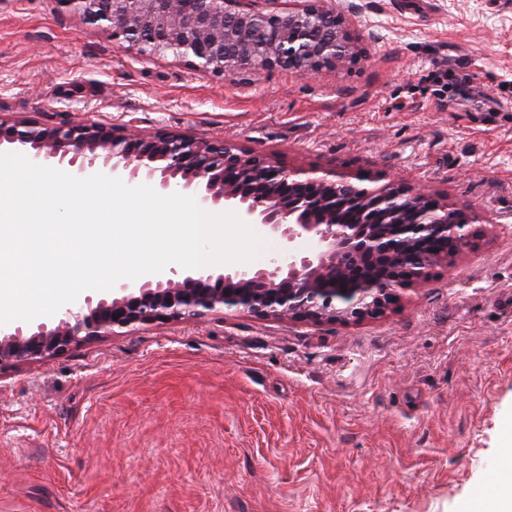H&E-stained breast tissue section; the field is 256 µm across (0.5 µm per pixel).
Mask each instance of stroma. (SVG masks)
Wrapping results in <instances>:
<instances>
[{"label": "stroma", "mask_w": 512, "mask_h": 512, "mask_svg": "<svg viewBox=\"0 0 512 512\" xmlns=\"http://www.w3.org/2000/svg\"><path fill=\"white\" fill-rule=\"evenodd\" d=\"M338 71L206 76L0 0V118L133 123L471 206L381 317L228 310L0 368V512H461L512 449V0H330ZM473 99L458 104L459 90Z\"/></svg>", "instance_id": "stroma-1"}]
</instances>
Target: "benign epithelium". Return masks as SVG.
<instances>
[{
	"instance_id": "benign-epithelium-1",
	"label": "benign epithelium",
	"mask_w": 512,
	"mask_h": 512,
	"mask_svg": "<svg viewBox=\"0 0 512 512\" xmlns=\"http://www.w3.org/2000/svg\"><path fill=\"white\" fill-rule=\"evenodd\" d=\"M60 10L109 32L142 55L172 52L197 70L244 82L263 71H337L357 55L341 14L326 0L281 7L280 0H55ZM84 174L103 159L133 181L159 176L169 193L203 191L201 200L243 212L283 241L267 266L157 274L123 283L111 299L65 307L57 324L30 331L0 328V367L45 359L88 341L161 320H189L224 310L281 320L349 323L385 313L397 292L448 261L415 245L450 241L465 248L479 215L445 198L331 169L286 170L260 152L199 140L187 133L143 137L96 121L73 124L0 120V146ZM309 236L315 249L294 242Z\"/></svg>"
}]
</instances>
